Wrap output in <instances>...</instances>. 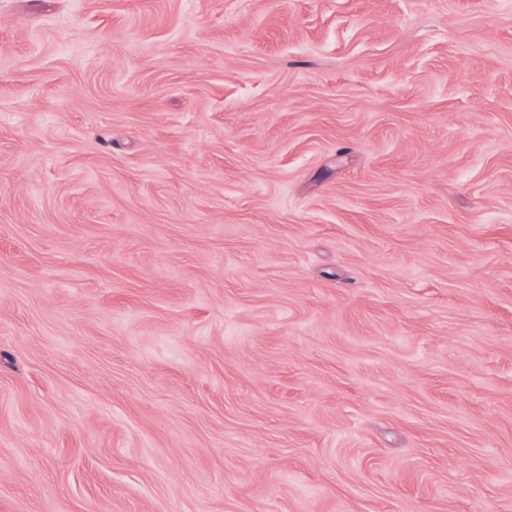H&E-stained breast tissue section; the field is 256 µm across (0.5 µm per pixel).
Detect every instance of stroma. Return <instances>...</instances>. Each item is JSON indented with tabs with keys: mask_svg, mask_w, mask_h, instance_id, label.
I'll use <instances>...</instances> for the list:
<instances>
[{
	"mask_svg": "<svg viewBox=\"0 0 512 512\" xmlns=\"http://www.w3.org/2000/svg\"><path fill=\"white\" fill-rule=\"evenodd\" d=\"M0 512H512V0H0Z\"/></svg>",
	"mask_w": 512,
	"mask_h": 512,
	"instance_id": "obj_1",
	"label": "stroma"
}]
</instances>
